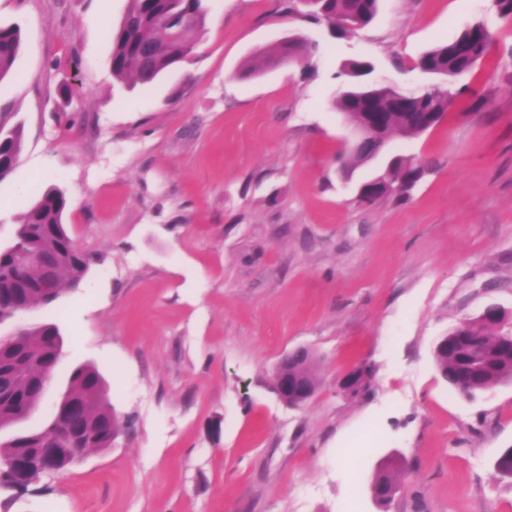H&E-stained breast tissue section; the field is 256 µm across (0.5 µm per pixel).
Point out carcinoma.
I'll list each match as a JSON object with an SVG mask.
<instances>
[{"label":"carcinoma","instance_id":"1","mask_svg":"<svg viewBox=\"0 0 512 512\" xmlns=\"http://www.w3.org/2000/svg\"><path fill=\"white\" fill-rule=\"evenodd\" d=\"M378 0H299L305 13L316 23H324L333 34L368 25L376 15ZM208 7L206 0H129L120 23L108 30L112 43V78L119 83L149 85L172 67L186 61L202 36ZM492 35L487 25L476 21L466 25L450 41L419 56L414 68L421 74L437 76L441 82L400 90L386 83H368L373 71L367 60L347 62L340 74L349 78L348 89L334 99V106L345 120L359 125L362 112H377L383 126L370 132L385 142L395 138H417L437 127L454 104L455 92L449 81L470 73L490 50ZM22 45L21 28L0 25V81L13 71ZM319 49V43L301 34L259 51L273 61L284 58L305 62ZM23 132L16 127L0 133V179L13 168L22 148ZM341 171L348 177L370 163L363 149L349 142L340 156ZM427 166L412 155H398L380 168L375 177L386 184L381 191L362 197L372 203L382 198L404 199L423 177ZM68 208L66 193L50 187L36 197L33 205L19 216L12 240L0 246V322L12 317L7 308L16 303L28 308H44L75 289L87 278L89 265L74 247L64 222ZM42 255L55 262V277L46 282L44 268L27 260ZM490 324L477 318L466 319L447 334L448 351L434 352L441 377L458 394L476 397L502 384L512 383V352L501 348ZM25 335L0 341V374L15 398L0 402V432L28 419L45 393L39 386L43 369L57 365V324L42 322L24 326ZM288 369L300 370L308 383L317 382L316 369L308 364V353L298 359L288 357ZM77 405L71 419L75 433L55 440L49 427L13 433L0 441V489L15 490L9 462L30 454L48 442L60 449L63 468L78 461L84 448H109L130 420L120 422L107 396V387L98 369L86 364L74 369L66 391Z\"/></svg>","mask_w":512,"mask_h":512}]
</instances>
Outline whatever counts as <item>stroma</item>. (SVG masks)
Instances as JSON below:
<instances>
[{"mask_svg":"<svg viewBox=\"0 0 512 512\" xmlns=\"http://www.w3.org/2000/svg\"><path fill=\"white\" fill-rule=\"evenodd\" d=\"M127 6L0 0V23L23 35L0 81V127L23 128L0 179V245L33 188L54 185L90 268L23 316L64 336L23 427L44 424L87 363L134 421L25 495L1 490L0 512H512L494 468L512 446V384L468 400L433 359L460 321L512 309V18L492 0H379L370 24L332 38L284 0H209L190 59L127 89L105 33ZM476 20L493 43L454 107L390 145L434 167L409 198L360 201L372 168L340 173L336 73L369 59L414 87L417 57ZM297 32L322 41L309 66L241 77ZM297 347L318 357V390L289 409L271 379ZM361 366L368 388L343 391ZM384 467L397 474L385 509L369 491Z\"/></svg>","mask_w":512,"mask_h":512,"instance_id":"obj_1","label":"stroma"}]
</instances>
